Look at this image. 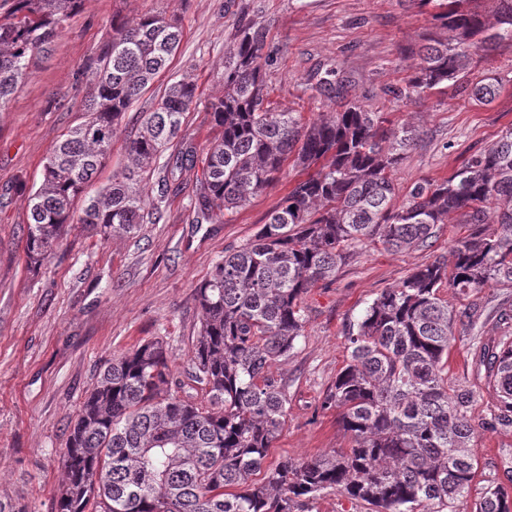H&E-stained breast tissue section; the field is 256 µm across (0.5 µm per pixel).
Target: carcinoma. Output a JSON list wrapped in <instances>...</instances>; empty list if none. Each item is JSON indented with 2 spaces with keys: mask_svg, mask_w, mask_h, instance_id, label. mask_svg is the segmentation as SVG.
Masks as SVG:
<instances>
[{
  "mask_svg": "<svg viewBox=\"0 0 512 512\" xmlns=\"http://www.w3.org/2000/svg\"><path fill=\"white\" fill-rule=\"evenodd\" d=\"M438 8L437 28L413 53V76L394 98L457 82L478 51L512 42V0H495V22L483 0H420ZM82 0H12L0 17V112ZM182 39L179 20L148 15L112 23L83 102L87 119L67 130L43 164L29 195L26 258L36 268L74 222L101 237L131 235L161 219V202L181 189L182 170L197 151L183 143L153 167L178 137L196 85L172 82L127 139L129 163L96 194L87 188L120 133L119 119L164 71ZM266 30L238 27L224 49V95L210 105L219 135L203 158L196 222L245 207L295 156L306 176L272 211L246 246L227 251L196 287L201 326L190 380L174 376L162 341L112 359L71 422L62 464L66 479L56 512H311L336 491L369 512H462L476 477L483 492L475 512H512L498 470H480L473 453L474 391L452 384L445 364L458 318L443 295L470 299L467 325L479 319L473 300L484 288H512V127L471 155L442 182L414 185L393 207V172L415 130L383 126L378 112L346 100L347 86L327 72L319 91L341 110L302 122L266 101ZM499 82L469 91L489 104ZM160 176H155V173ZM156 180L157 196L146 188ZM440 224H472L443 257L410 273L373 300L345 333L348 358L322 406L338 411L352 446L313 458L280 460L264 481L268 449L282 432L288 399L271 367L303 336L305 296L336 275L347 248L377 238L389 250L424 246ZM496 395L485 425L512 428V334L480 349Z\"/></svg>",
  "mask_w": 512,
  "mask_h": 512,
  "instance_id": "1",
  "label": "carcinoma"
}]
</instances>
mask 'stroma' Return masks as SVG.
<instances>
[{
	"label": "stroma",
	"instance_id": "stroma-1",
	"mask_svg": "<svg viewBox=\"0 0 512 512\" xmlns=\"http://www.w3.org/2000/svg\"><path fill=\"white\" fill-rule=\"evenodd\" d=\"M159 12L179 18L183 39L168 70L122 115L124 133L138 128L169 83L187 78L197 99L179 139L205 153L216 134L209 106L224 92V48L248 22L267 30L264 79L273 111L307 119L334 111L335 101L318 89L332 68L347 81L349 99L415 126L417 141L394 173V206L405 202L414 184L448 179L512 127L507 41L492 50V63H474L462 84L393 99L391 89L405 86L411 74L404 53L435 31L434 5L418 0H83L0 112V499L27 512H55L70 422L113 358L160 338L176 376L187 379L201 321L196 286L225 252L251 240L298 178L292 162H285L279 180L244 209L198 224L201 170L188 168L181 192L163 203L159 223L143 225L133 237L106 239L74 224L47 262L28 265V196L56 141L85 118L81 104L92 62L112 34L113 16L133 20ZM489 74L500 82L499 95L488 105L473 102L467 86ZM469 232L466 224H444L432 244L403 253L375 239L351 245L334 280L312 288L304 301L303 336L271 368L288 398V419L267 464L349 447L336 410L321 407L346 363V325L359 320L384 289L448 255ZM478 301L477 325L457 333L447 369L449 379L476 393L472 415L482 430L474 452L492 466L512 451V429L483 427L495 395L477 374V351L495 345L512 325V288L484 289Z\"/></svg>",
	"mask_w": 512,
	"mask_h": 512
}]
</instances>
